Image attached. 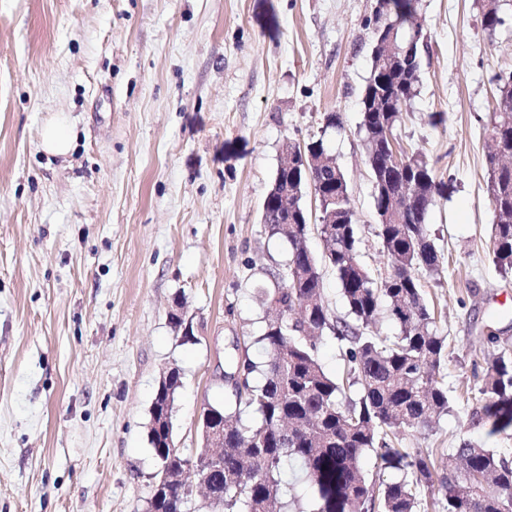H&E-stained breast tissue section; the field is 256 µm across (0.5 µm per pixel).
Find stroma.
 I'll list each match as a JSON object with an SVG mask.
<instances>
[{
	"label": "stroma",
	"mask_w": 512,
	"mask_h": 512,
	"mask_svg": "<svg viewBox=\"0 0 512 512\" xmlns=\"http://www.w3.org/2000/svg\"><path fill=\"white\" fill-rule=\"evenodd\" d=\"M376 0H0V512H146L157 463L150 409L180 370L177 447L233 396L227 378L265 324L257 300L288 245L262 203L286 143L323 138L350 187L362 262L388 269L360 94ZM429 51L394 135L437 178L423 273L448 340L451 408L412 448L512 436L468 428L481 336L512 340V275L492 264L484 182L498 72L481 0H421ZM336 114L339 125L324 118ZM69 117L71 150L40 146ZM183 306L195 338L169 318Z\"/></svg>",
	"instance_id": "1"
}]
</instances>
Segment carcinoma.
<instances>
[{
	"mask_svg": "<svg viewBox=\"0 0 512 512\" xmlns=\"http://www.w3.org/2000/svg\"><path fill=\"white\" fill-rule=\"evenodd\" d=\"M383 24L396 36L424 31L420 0H391ZM506 22L503 0H487L484 30L493 35ZM421 67L407 81L369 77L361 96L360 131L367 162L387 164L383 130H395L416 95ZM497 97L485 125L491 140L512 152V72L498 76ZM323 164L309 172L303 164L276 174L292 189L310 181L322 196L319 219L302 200L263 202L268 234L288 243L284 272L275 285L258 291L262 307L280 310L279 327L265 322L253 337L265 351L256 361L244 354L235 364L234 400L217 407L224 414V472L215 478V499L222 512H289L298 504L284 500L283 477L300 466L307 477L316 512H504L512 506V461L484 445L464 441L453 452L443 448H406L407 436L423 433L448 414V343L435 325L420 273H439L441 260L430 238L427 216L435 197L452 190L436 178L418 155L403 154L406 164L395 180L383 184L373 170L375 208L381 224L376 236L389 270L373 274L360 260L355 212L348 188L336 185L343 171L324 140L305 144ZM486 191L495 213L491 225L492 262L512 273V169L495 150L486 155ZM326 243L323 259L308 248L311 230ZM335 272L346 317L333 318L323 299L322 265ZM386 312L397 326L393 336L370 330ZM336 339L343 372L331 376L319 358V340ZM484 342L496 347L479 375V396L467 413L468 427L486 436L512 435V343L495 333ZM262 382L254 383L255 375ZM150 418V444L157 463L169 458L165 439ZM447 459L437 477L435 457ZM400 476L387 480L381 472ZM486 479L464 490L467 476ZM194 495L171 484L168 498L149 494L146 512H188Z\"/></svg>",
	"mask_w": 512,
	"mask_h": 512,
	"instance_id": "cac0c4a2",
	"label": "carcinoma"
}]
</instances>
